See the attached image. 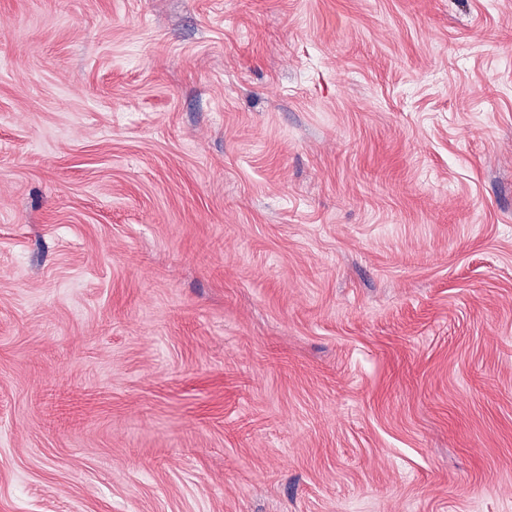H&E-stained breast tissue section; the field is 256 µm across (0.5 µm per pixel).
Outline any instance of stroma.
<instances>
[{
	"mask_svg": "<svg viewBox=\"0 0 512 512\" xmlns=\"http://www.w3.org/2000/svg\"><path fill=\"white\" fill-rule=\"evenodd\" d=\"M0 512H512V0H0Z\"/></svg>",
	"mask_w": 512,
	"mask_h": 512,
	"instance_id": "stroma-1",
	"label": "stroma"
}]
</instances>
